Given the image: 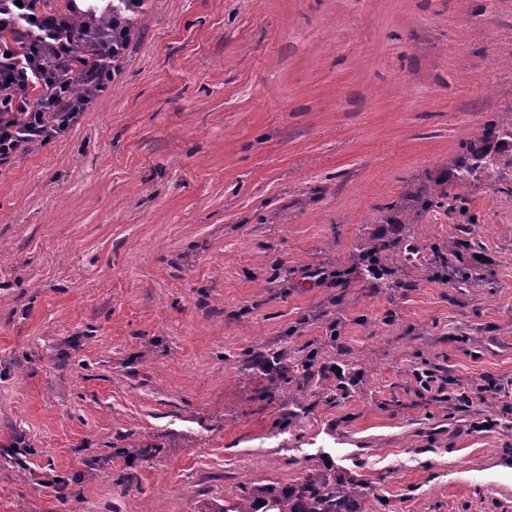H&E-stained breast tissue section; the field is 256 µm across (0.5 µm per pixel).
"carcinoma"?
I'll return each mask as SVG.
<instances>
[{"label": "carcinoma", "mask_w": 512, "mask_h": 512, "mask_svg": "<svg viewBox=\"0 0 512 512\" xmlns=\"http://www.w3.org/2000/svg\"><path fill=\"white\" fill-rule=\"evenodd\" d=\"M512 166V118L489 123L477 138L467 142L455 164L452 179L461 191L468 190L488 174ZM447 195L446 186L436 182L429 188L410 195L413 217L441 204ZM399 245L397 241L373 244L360 254L365 275L381 282L386 288L395 287L389 280L388 254ZM243 497L224 512H363L360 499L362 483L344 476L333 465L317 466L298 484L279 486L275 483L251 482L242 487Z\"/></svg>", "instance_id": "carcinoma-1"}]
</instances>
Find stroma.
Listing matches in <instances>:
<instances>
[{
    "mask_svg": "<svg viewBox=\"0 0 512 512\" xmlns=\"http://www.w3.org/2000/svg\"><path fill=\"white\" fill-rule=\"evenodd\" d=\"M511 116L512 0H149L0 165V512H220L323 463L363 512H512V167L389 221ZM410 234L395 287L351 272Z\"/></svg>",
    "mask_w": 512,
    "mask_h": 512,
    "instance_id": "35a3bbf8",
    "label": "stroma"
}]
</instances>
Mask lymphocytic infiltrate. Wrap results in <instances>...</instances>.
Here are the masks:
<instances>
[{
	"mask_svg": "<svg viewBox=\"0 0 512 512\" xmlns=\"http://www.w3.org/2000/svg\"><path fill=\"white\" fill-rule=\"evenodd\" d=\"M48 2L0 0V165L72 129L130 43L91 46L84 31L132 0Z\"/></svg>",
	"mask_w": 512,
	"mask_h": 512,
	"instance_id": "lymphocytic-infiltrate-1",
	"label": "lymphocytic infiltrate"
}]
</instances>
